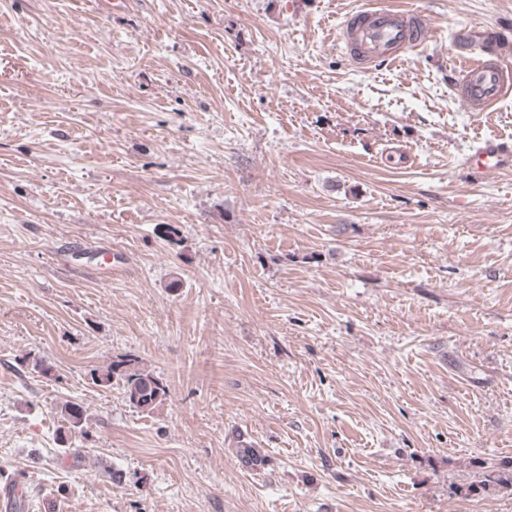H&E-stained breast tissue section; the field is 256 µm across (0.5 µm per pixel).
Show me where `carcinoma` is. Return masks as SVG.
Returning a JSON list of instances; mask_svg holds the SVG:
<instances>
[{
    "mask_svg": "<svg viewBox=\"0 0 512 512\" xmlns=\"http://www.w3.org/2000/svg\"><path fill=\"white\" fill-rule=\"evenodd\" d=\"M98 385L107 387L115 383L123 388L125 398L130 406L141 411L151 412L167 399L168 389L153 372L141 368L134 360L122 358L112 362L105 372L95 377ZM85 410L75 403L66 404L61 408V415L67 424V431L84 433ZM236 457L240 465L251 470H259L266 465L267 458L258 449L247 444H239ZM512 484V477L496 470L485 472L482 479L473 485L478 492L490 485Z\"/></svg>",
    "mask_w": 512,
    "mask_h": 512,
    "instance_id": "obj_1",
    "label": "carcinoma"
}]
</instances>
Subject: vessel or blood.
Listing matches in <instances>:
<instances>
[{"mask_svg": "<svg viewBox=\"0 0 512 512\" xmlns=\"http://www.w3.org/2000/svg\"><path fill=\"white\" fill-rule=\"evenodd\" d=\"M430 29L427 16L386 0L351 14L338 40L356 63L375 67L399 63L403 48L423 46ZM453 39L458 50L453 88L470 111L489 112L512 97V66L505 63L512 55V40L505 28L464 26ZM511 158V145L488 141L468 156L467 163L475 174L488 177Z\"/></svg>", "mask_w": 512, "mask_h": 512, "instance_id": "vessel-or-blood-1", "label": "vessel or blood"}]
</instances>
